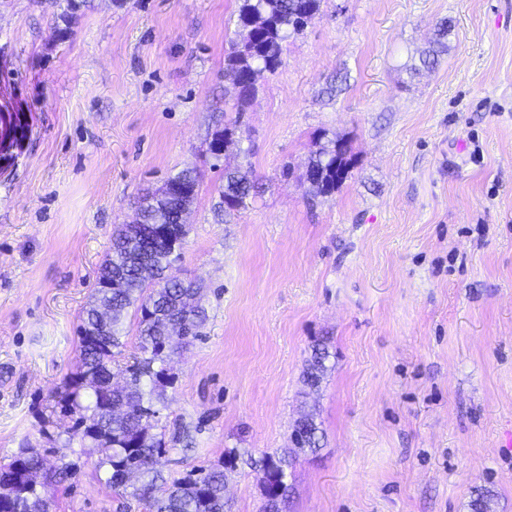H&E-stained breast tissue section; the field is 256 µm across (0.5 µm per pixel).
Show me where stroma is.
I'll list each match as a JSON object with an SVG mask.
<instances>
[{
  "label": "stroma",
  "mask_w": 512,
  "mask_h": 512,
  "mask_svg": "<svg viewBox=\"0 0 512 512\" xmlns=\"http://www.w3.org/2000/svg\"><path fill=\"white\" fill-rule=\"evenodd\" d=\"M237 8L0 0V110L28 126L0 173V465L24 444L63 456L56 512H145L80 436L61 446L51 405L113 230L192 166L170 274L201 285L207 321L171 363L164 479L222 469L230 512H259L268 452L290 460L284 512H471L481 494L512 512V0H323L217 160ZM444 19L447 53L410 73ZM336 139L350 172L314 195L308 162ZM228 169L262 189L219 217ZM305 413L314 452L292 440ZM328 357V352L319 345L313 347L308 366L304 372V381L307 385L313 387L318 386L324 372L326 371L325 360Z\"/></svg>",
  "instance_id": "stroma-1"
}]
</instances>
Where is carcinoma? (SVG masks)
I'll list each match as a JSON object with an SVG mask.
<instances>
[{
  "instance_id": "obj_1",
  "label": "carcinoma",
  "mask_w": 512,
  "mask_h": 512,
  "mask_svg": "<svg viewBox=\"0 0 512 512\" xmlns=\"http://www.w3.org/2000/svg\"><path fill=\"white\" fill-rule=\"evenodd\" d=\"M236 26L250 19L261 20L252 39L232 44L224 57L225 70L243 78V89L236 92L235 107L243 114L257 92L256 78L273 72L282 64V44L291 35L302 32L320 13L322 0H238ZM448 21L439 23L435 39L420 55L424 69L434 68L448 51ZM240 120L232 125L216 126L211 141L224 148L238 145ZM351 166L349 148L340 141L320 148L308 163V169L322 170L314 193H331L348 176ZM184 185L190 194L181 197L167 189L144 196L138 210L142 222L124 224L112 236V245L97 273L91 301L83 311L79 331L78 369L67 375L56 392L54 413L73 422L72 429L82 431V439L101 453L99 467L105 469L112 487H132L131 496L145 505L147 512H226L224 471L210 468L166 485L156 469L158 459L168 449L165 434L156 433L155 417L164 405L166 388L175 377L167 372L168 361L200 336L206 320L199 305L200 287L192 281L171 280L166 270L182 257L190 226L172 222L194 204L199 188L196 169L186 167L169 178ZM260 191L259 183L248 174L224 171L218 211H238ZM173 224V245L159 239L155 224L158 217ZM151 243V259L142 263L139 251ZM120 288H109L115 279ZM137 321L136 352L122 364L118 357L126 347V320ZM326 349L313 347L304 381L313 387L326 371ZM119 366L128 381L120 389L110 385L114 366ZM293 441L298 448L315 451L319 445L312 416L296 422ZM264 504L262 512H275L285 502L288 457L267 454L262 459ZM69 465L64 458L49 469L36 448H24L10 463L0 466V498L9 504L8 512H51V486L63 482Z\"/></svg>"
}]
</instances>
